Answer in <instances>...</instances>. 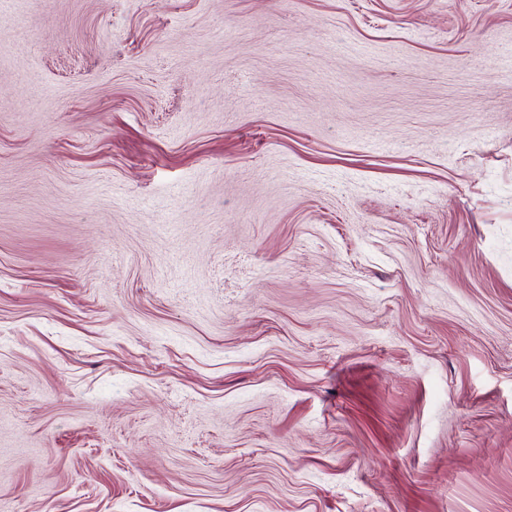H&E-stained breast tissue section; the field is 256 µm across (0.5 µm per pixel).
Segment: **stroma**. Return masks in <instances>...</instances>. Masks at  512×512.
Masks as SVG:
<instances>
[{"instance_id": "obj_1", "label": "stroma", "mask_w": 512, "mask_h": 512, "mask_svg": "<svg viewBox=\"0 0 512 512\" xmlns=\"http://www.w3.org/2000/svg\"><path fill=\"white\" fill-rule=\"evenodd\" d=\"M512 0H0V512H512Z\"/></svg>"}]
</instances>
